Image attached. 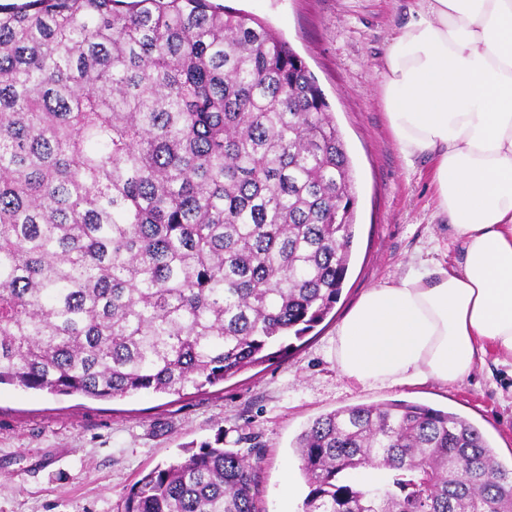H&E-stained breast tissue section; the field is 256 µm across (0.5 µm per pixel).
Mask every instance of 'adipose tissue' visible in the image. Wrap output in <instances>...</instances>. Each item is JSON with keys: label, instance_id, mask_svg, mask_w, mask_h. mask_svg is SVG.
<instances>
[{"label": "adipose tissue", "instance_id": "adipose-tissue-1", "mask_svg": "<svg viewBox=\"0 0 512 512\" xmlns=\"http://www.w3.org/2000/svg\"><path fill=\"white\" fill-rule=\"evenodd\" d=\"M386 49L383 103L404 157H436L463 259L366 291L330 354L364 388L451 384L479 350L512 358V0H414Z\"/></svg>", "mask_w": 512, "mask_h": 512}]
</instances>
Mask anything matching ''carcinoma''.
I'll return each instance as SVG.
<instances>
[{
	"label": "carcinoma",
	"mask_w": 512,
	"mask_h": 512,
	"mask_svg": "<svg viewBox=\"0 0 512 512\" xmlns=\"http://www.w3.org/2000/svg\"><path fill=\"white\" fill-rule=\"evenodd\" d=\"M357 200L287 41L214 0L0 5V385L114 399L215 385L339 299ZM205 443L121 512H257ZM302 512H512L467 418L360 404L297 437Z\"/></svg>",
	"instance_id": "1"
}]
</instances>
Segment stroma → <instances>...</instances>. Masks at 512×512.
Masks as SVG:
<instances>
[{
    "instance_id": "stroma-1",
    "label": "stroma",
    "mask_w": 512,
    "mask_h": 512,
    "mask_svg": "<svg viewBox=\"0 0 512 512\" xmlns=\"http://www.w3.org/2000/svg\"><path fill=\"white\" fill-rule=\"evenodd\" d=\"M223 2L289 43L343 134L357 206L341 296L290 349L180 395L95 400L0 385V512H120L144 474L219 434L226 448L257 463L258 512H300L307 486L297 436L319 415L356 404L418 403L458 413L512 461L511 363L489 353L453 384L370 389L340 378L330 358L337 324L365 290L425 261L462 259L447 216L435 207L431 158L403 157L384 110L386 47L409 19V0Z\"/></svg>"
}]
</instances>
